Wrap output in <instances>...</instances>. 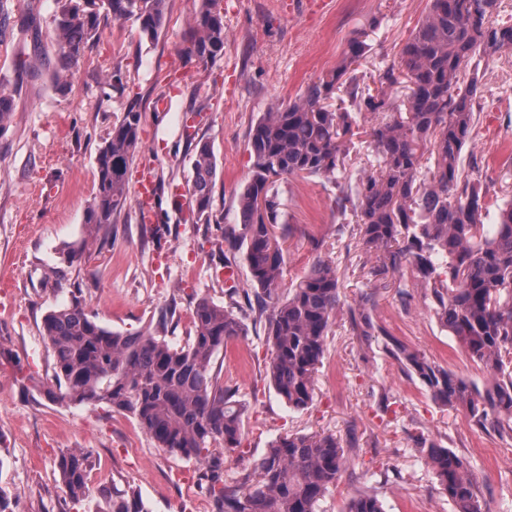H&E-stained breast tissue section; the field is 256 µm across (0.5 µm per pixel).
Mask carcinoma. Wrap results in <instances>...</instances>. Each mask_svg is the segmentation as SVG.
Segmentation results:
<instances>
[{"label":"carcinoma","mask_w":512,"mask_h":512,"mask_svg":"<svg viewBox=\"0 0 512 512\" xmlns=\"http://www.w3.org/2000/svg\"><path fill=\"white\" fill-rule=\"evenodd\" d=\"M503 0H429L428 12L399 52V65L383 70L377 93L350 74L369 51L357 36L341 65L308 86L298 99L263 113L252 129L250 175L238 194L240 228L226 238L243 252L257 304L241 305L235 287L221 306L206 297L192 309L194 334L176 345L152 333L126 335L99 325L75 303L49 311L43 336L54 358L48 394L78 404H106L132 415L168 453L196 458L209 468L216 512H318L320 501L349 468L333 433L275 439L253 468L232 482L219 473L212 447H240L245 405L214 370L224 343L247 335L243 310L265 319L270 357L266 376L295 410L314 398L326 337L340 305L335 262L318 259L296 287L282 295L287 238L282 184L292 176L321 177L336 185V210L356 218L362 249L379 264L377 281L398 274L390 287L401 301L424 289V302L441 328L485 373L468 382L398 339L386 352L440 405L463 409L479 429L512 439V169L502 174L501 203L464 174L462 154L471 142L475 110L485 85L471 71L477 58L512 52V15ZM52 30L55 80H68L112 23L137 25L140 38L156 39L168 0H55ZM222 0H201L182 53L207 64L224 52ZM141 114L129 108L112 127L96 158V190L85 223L110 224L128 196L126 174L139 142ZM370 121L371 152L364 167L348 171L354 136ZM216 156L199 144L189 187L196 221L211 220ZM494 223L486 224L490 207ZM410 271L404 276L403 269ZM368 297L347 309L353 333L367 343L376 326ZM422 460L438 490L458 512H484L477 477L468 461L420 436ZM94 466L91 452L69 449L57 458L67 496L80 500ZM103 512H147L136 490L103 491ZM345 512H385L363 490Z\"/></svg>","instance_id":"obj_1"}]
</instances>
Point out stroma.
<instances>
[{
  "mask_svg": "<svg viewBox=\"0 0 512 512\" xmlns=\"http://www.w3.org/2000/svg\"><path fill=\"white\" fill-rule=\"evenodd\" d=\"M224 51L208 66L181 57L197 0H169L155 43L132 23L110 25L87 51L67 91L53 77L54 0H8L11 35L0 41V73L13 74L14 107L0 126V494L7 512H94L104 486L136 488L148 512H216L202 475L205 465L167 453L130 414L105 404L51 399L53 358L42 336L44 315L82 303L97 321L124 334L152 333L161 310L176 314L165 334L184 344L191 310L205 297L227 305L226 290H250L234 261L226 282L224 232L237 225L238 193L250 174L249 133L263 112L298 99L341 62L348 40L363 35L371 50L357 66L377 87L382 70L425 16L428 0H223ZM122 78L114 87L113 75ZM485 85L472 133L478 178L491 195L512 166V54L480 60ZM169 98L168 109L158 106ZM141 114L139 143L127 171L136 185L145 171L157 181V220L139 223L127 201L114 223H85L96 185L95 158L128 109ZM217 159L210 223H193L188 192L198 141ZM336 188L318 177L283 186L293 233L284 245V288L317 258L336 262L340 305L370 296L383 331L372 345L338 315L327 339L314 400L296 411L266 378L270 347L262 323L246 319V336L229 340L215 368L246 406L239 448L224 453V478L250 469L272 440L293 434H336L350 466L322 501L343 512L356 491L372 489L386 512H456L423 464L422 435L465 458L478 478L488 512H512V441L474 426L461 411L436 403L384 350L385 336L476 383L484 373L443 331L421 289L400 300L385 286L365 289L371 261L352 216H338ZM388 408H381V401ZM84 448L95 458L87 496L69 502L55 462Z\"/></svg>",
  "mask_w": 512,
  "mask_h": 512,
  "instance_id": "obj_1",
  "label": "stroma"
}]
</instances>
